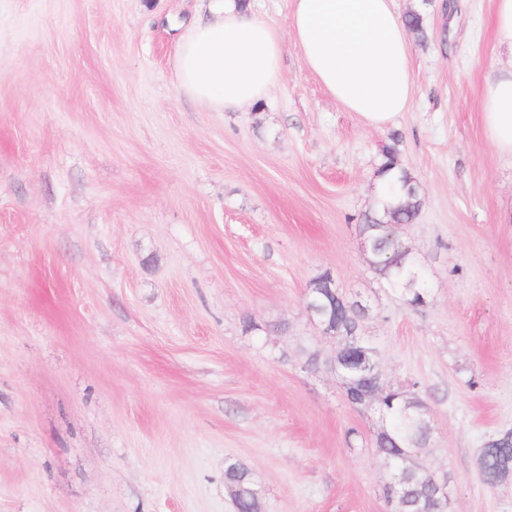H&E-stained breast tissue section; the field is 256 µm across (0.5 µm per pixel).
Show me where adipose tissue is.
Returning <instances> with one entry per match:
<instances>
[{
    "mask_svg": "<svg viewBox=\"0 0 512 512\" xmlns=\"http://www.w3.org/2000/svg\"><path fill=\"white\" fill-rule=\"evenodd\" d=\"M306 68L345 110L388 124L412 99L407 26L395 0H292ZM210 16L177 39L176 80L199 105L229 112L262 103L281 72L282 35L241 0H208ZM486 138L512 155V69L485 80Z\"/></svg>",
    "mask_w": 512,
    "mask_h": 512,
    "instance_id": "ef3b65f1",
    "label": "adipose tissue"
}]
</instances>
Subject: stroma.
<instances>
[{"label": "stroma", "instance_id": "1", "mask_svg": "<svg viewBox=\"0 0 512 512\" xmlns=\"http://www.w3.org/2000/svg\"><path fill=\"white\" fill-rule=\"evenodd\" d=\"M395 4L423 18L413 95L373 128L306 70L292 0H253L281 78L237 112L176 86L205 0H0V512H234L230 458L263 512H388L380 415L306 308L326 271L367 306L385 383L425 404L413 460L447 512H512L476 464L512 429V156L479 109L512 53L495 0ZM387 146L421 200L398 231L418 308L363 248ZM492 27L497 45L512 53V0H495ZM224 482L230 487L241 484L246 491L241 497L232 498L236 512H259L263 498L262 487L253 480L249 469L238 460H228L224 466Z\"/></svg>", "mask_w": 512, "mask_h": 512}]
</instances>
